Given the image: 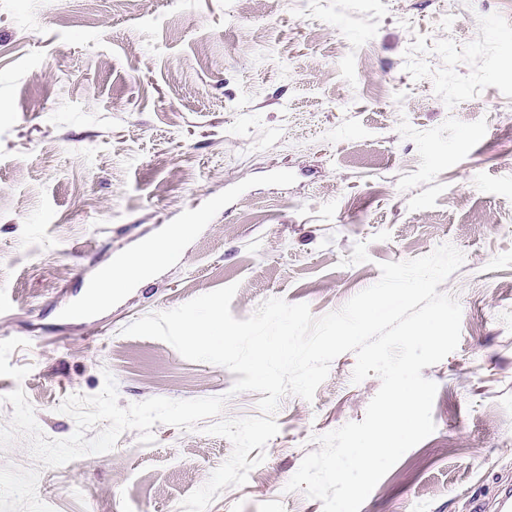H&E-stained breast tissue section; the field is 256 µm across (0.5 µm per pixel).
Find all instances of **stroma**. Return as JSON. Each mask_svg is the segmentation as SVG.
<instances>
[{
	"label": "stroma",
	"instance_id": "obj_1",
	"mask_svg": "<svg viewBox=\"0 0 512 512\" xmlns=\"http://www.w3.org/2000/svg\"><path fill=\"white\" fill-rule=\"evenodd\" d=\"M512 0H0V427L23 389L42 432L112 374L120 407L222 396L261 416L228 369L123 335L236 285L339 310L380 264L463 252L439 287L457 349L422 374L435 431L360 512H468L512 478ZM197 215L150 276L75 317L98 270ZM338 356L313 400L284 396L245 485L207 512H322L286 485L316 436L362 420L381 380ZM207 421L44 467L0 450V512H182L232 454Z\"/></svg>",
	"mask_w": 512,
	"mask_h": 512
}]
</instances>
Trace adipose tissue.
<instances>
[{
	"mask_svg": "<svg viewBox=\"0 0 512 512\" xmlns=\"http://www.w3.org/2000/svg\"><path fill=\"white\" fill-rule=\"evenodd\" d=\"M190 232V225H173L169 228L164 243L146 244L137 254L118 259L90 285L82 304L83 309L101 307L111 301L114 288L145 278L164 252L178 246Z\"/></svg>",
	"mask_w": 512,
	"mask_h": 512,
	"instance_id": "obj_1",
	"label": "adipose tissue"
}]
</instances>
